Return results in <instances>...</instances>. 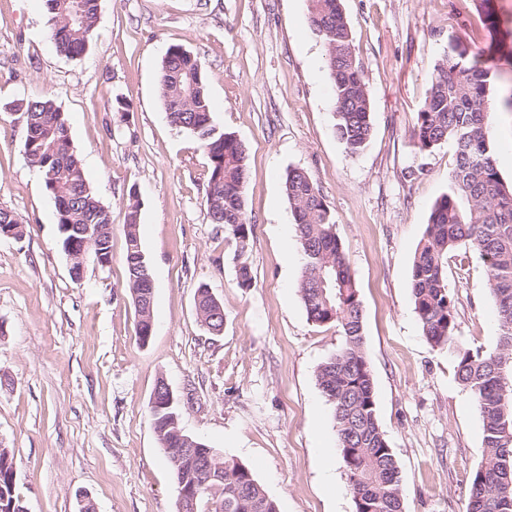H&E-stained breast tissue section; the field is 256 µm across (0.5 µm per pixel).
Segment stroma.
<instances>
[{
	"label": "stroma",
	"instance_id": "obj_1",
	"mask_svg": "<svg viewBox=\"0 0 512 512\" xmlns=\"http://www.w3.org/2000/svg\"><path fill=\"white\" fill-rule=\"evenodd\" d=\"M368 84L373 133L349 154L333 129L324 48L308 0H99L85 52L56 53L43 0H0V209L26 230L0 236V448L27 512H178L157 441L158 381L185 433L247 466L278 512H354L333 409L317 382L339 348L297 291L302 257L284 194L304 169L336 220L364 309L377 415L400 467L404 512H466L482 461L480 414L448 350L424 338L412 303L414 251L447 193L453 142L415 144L430 74L449 45L490 56L512 78V0H343ZM198 56L215 122L249 156L253 285L204 205L208 159L172 126L159 75L171 46ZM47 97L66 120L88 183L112 220V257L70 276L55 203L23 153L17 104ZM137 197L154 283L153 332L136 334L125 288V224ZM457 340L496 345L490 272L467 245L448 255ZM207 285L224 309L210 334ZM333 474L335 490L325 486ZM197 314L212 334H219L224 327V310L208 288L200 287L196 301Z\"/></svg>",
	"mask_w": 512,
	"mask_h": 512
}]
</instances>
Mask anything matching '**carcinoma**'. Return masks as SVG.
I'll return each instance as SVG.
<instances>
[{
    "mask_svg": "<svg viewBox=\"0 0 512 512\" xmlns=\"http://www.w3.org/2000/svg\"><path fill=\"white\" fill-rule=\"evenodd\" d=\"M50 38L66 57L80 55L97 21L99 0H45ZM313 33L322 41L332 81L333 128L347 152L364 150L373 130L371 99L342 0H308ZM496 73L461 54L448 53L434 66L428 95L417 113L415 138L421 151L451 140L456 164L448 193L436 200L414 254L412 299L422 334L433 347L455 357L458 383L473 397L483 423L484 454L470 477L466 512H512V185L503 182L491 158L493 103L502 90ZM161 97L172 125L194 137L209 165L205 206L224 239L235 244L240 287L252 285L245 256L251 227L244 186L247 150L212 116L201 60L171 47L161 67ZM24 121V154L44 174L48 194L61 200L57 211L61 242L81 239L85 224L111 223L109 211L92 192L74 154L62 112L47 98L19 107ZM284 192L291 205L302 254L298 293L314 324L334 323L339 349L318 369L317 381L333 408L337 448L352 490L355 512H403L404 488L393 449L376 409L373 377L364 337L359 289L336 234V224L319 187L299 168L288 170ZM129 193L125 266L127 288L137 314L152 315L142 303L144 274L150 271L138 235L139 203ZM471 246L490 272L500 336L492 349L458 345L456 309L447 287L448 252ZM197 314L212 334L224 327V310L209 289L197 292ZM154 430L164 449L205 443L183 432L179 408L152 410ZM213 479L197 499V512H278L276 502L243 464L212 453ZM174 479H202L196 460L171 464Z\"/></svg>",
    "mask_w": 512,
    "mask_h": 512,
    "instance_id": "carcinoma-1",
    "label": "carcinoma"
}]
</instances>
